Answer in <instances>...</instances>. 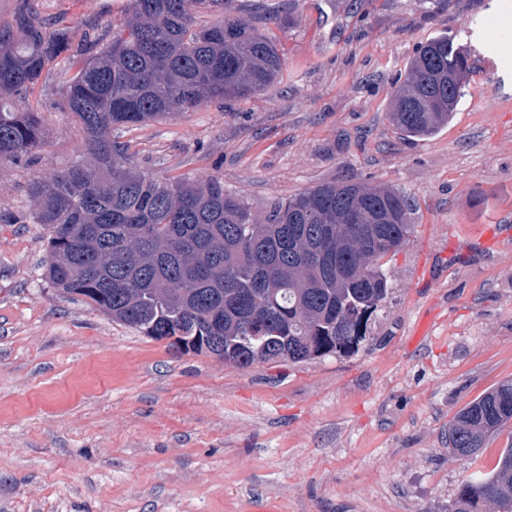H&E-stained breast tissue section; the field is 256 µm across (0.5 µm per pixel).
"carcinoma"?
Wrapping results in <instances>:
<instances>
[{"instance_id": "cac0c4a2", "label": "carcinoma", "mask_w": 512, "mask_h": 512, "mask_svg": "<svg viewBox=\"0 0 512 512\" xmlns=\"http://www.w3.org/2000/svg\"><path fill=\"white\" fill-rule=\"evenodd\" d=\"M232 0H128L73 31L22 0L0 23V162L29 163L44 144L39 112H14L51 72L57 105L82 127L90 161L30 182L38 210L0 224L47 230L44 278L112 320L178 350L238 368L356 353L392 293L382 260L413 232V200L393 188L322 183L257 218L217 179H160L128 165L112 128L161 120L207 101L244 99L277 80V43L233 16ZM220 16L199 25L196 14ZM469 52L442 34L407 63L390 113L409 138L454 117ZM512 424V380L463 409L448 446L474 458ZM451 512H512V445L463 481Z\"/></svg>"}]
</instances>
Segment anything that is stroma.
Segmentation results:
<instances>
[{
  "label": "stroma",
  "instance_id": "obj_1",
  "mask_svg": "<svg viewBox=\"0 0 512 512\" xmlns=\"http://www.w3.org/2000/svg\"><path fill=\"white\" fill-rule=\"evenodd\" d=\"M78 28L126 0H38ZM283 70L245 99L114 128L138 170L213 177L256 216L318 184L396 188L414 231L387 255L385 312L359 351L247 369L177 353L43 276L37 224H0V512H445L477 461L448 425L512 379V0H272ZM448 34L472 74L428 138L389 120L415 49ZM51 77L13 107L40 110L35 163L0 166V209L32 213L37 176L86 159L52 106Z\"/></svg>",
  "mask_w": 512,
  "mask_h": 512
}]
</instances>
